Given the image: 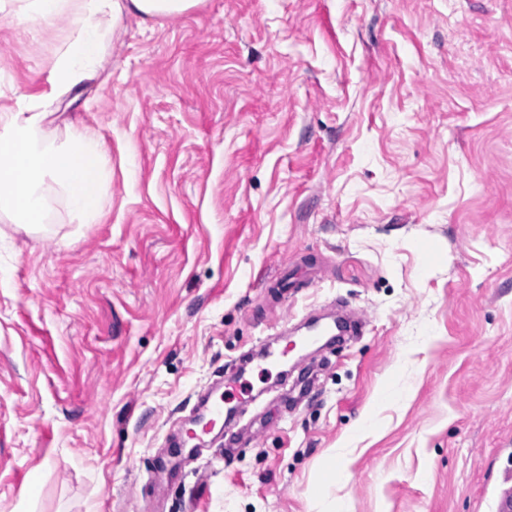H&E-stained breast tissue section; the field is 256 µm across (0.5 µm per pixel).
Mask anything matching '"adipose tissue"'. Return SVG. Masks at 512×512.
Instances as JSON below:
<instances>
[{"label":"adipose tissue","mask_w":512,"mask_h":512,"mask_svg":"<svg viewBox=\"0 0 512 512\" xmlns=\"http://www.w3.org/2000/svg\"><path fill=\"white\" fill-rule=\"evenodd\" d=\"M203 0H0V28H37L69 16L49 82L65 95L94 80L102 49L126 17L147 21L178 16ZM51 97L31 96L26 105L0 107V215L15 224L44 223L50 191L61 193L71 220L96 223L110 186L109 156L100 132L80 121L64 136L49 128Z\"/></svg>","instance_id":"1"}]
</instances>
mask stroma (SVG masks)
Listing matches in <instances>:
<instances>
[{
	"instance_id": "obj_1",
	"label": "stroma",
	"mask_w": 512,
	"mask_h": 512,
	"mask_svg": "<svg viewBox=\"0 0 512 512\" xmlns=\"http://www.w3.org/2000/svg\"><path fill=\"white\" fill-rule=\"evenodd\" d=\"M65 21L0 28V105ZM103 135L99 223L0 218V512H505L512 502V0H205L128 17L52 104ZM336 303L168 468L196 394Z\"/></svg>"
}]
</instances>
